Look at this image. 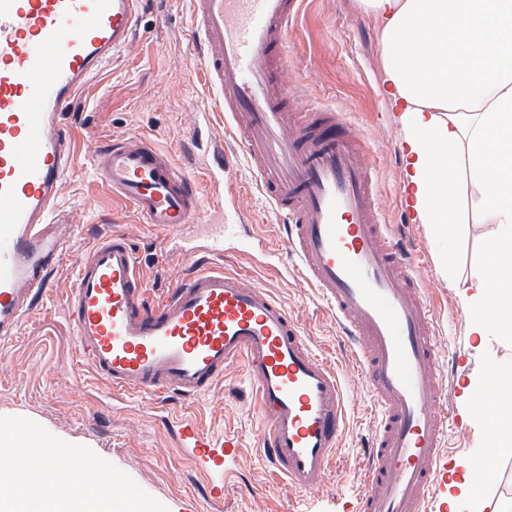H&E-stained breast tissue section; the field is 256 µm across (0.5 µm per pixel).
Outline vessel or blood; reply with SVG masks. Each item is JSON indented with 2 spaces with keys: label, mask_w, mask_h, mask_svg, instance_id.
<instances>
[{
  "label": "vessel or blood",
  "mask_w": 512,
  "mask_h": 512,
  "mask_svg": "<svg viewBox=\"0 0 512 512\" xmlns=\"http://www.w3.org/2000/svg\"><path fill=\"white\" fill-rule=\"evenodd\" d=\"M144 0H0V341L15 336L74 236L59 219L60 187L74 171L66 115L129 43ZM200 78L224 114L256 186L283 230L281 247L336 311L379 421L357 512H428L449 467L480 482L498 450L447 448L456 391L438 378L437 323L413 262L382 220L366 142L329 107L298 123L288 88V36L303 0H192ZM97 176L112 196L165 237L162 249L196 263L148 302L136 254L110 230L77 270L64 305L79 354L113 396L197 399L241 363L263 423L260 456L284 483L320 490L343 427L342 381L312 350L284 305L220 262L249 247L220 209L216 234L195 240L203 193L146 135L99 145ZM175 447L220 499L238 445L207 435L185 411L167 418Z\"/></svg>",
  "instance_id": "b4317fda"
}]
</instances>
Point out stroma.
<instances>
[{
	"instance_id": "1",
	"label": "stroma",
	"mask_w": 512,
	"mask_h": 512,
	"mask_svg": "<svg viewBox=\"0 0 512 512\" xmlns=\"http://www.w3.org/2000/svg\"><path fill=\"white\" fill-rule=\"evenodd\" d=\"M190 0H146L131 43L92 79L71 109L80 143L73 175L60 189V207L78 231L61 262L49 274L48 288L16 336L0 342V416L25 417L55 437L89 447L130 476L168 512H354L368 466L366 446L375 427L372 399L356 376L352 350L332 313L314 289L293 270V260L279 251L282 230L272 223L258 193H245L252 175L239 166L225 175L223 188L211 186L216 152L234 151L224 137V115L211 113L198 130L192 107L205 96L190 41ZM289 85L301 88L298 110L324 105L346 114L367 145L366 159L377 170L376 185L383 218L402 238L416 278L431 301L438 322L442 354L440 377L462 385L474 371H512V336L487 337L483 350L467 324L459 323L461 286L482 259L492 224H459L452 259L443 263L444 244L432 225L405 218L396 191L403 180L401 133L379 89L378 30L358 12L355 0H303L288 39ZM133 133L150 137L200 183L205 204L218 199L244 201L235 221L255 248L229 251L223 266L248 274L268 289L297 319L315 353L344 379L348 402L335 461L324 486L306 493L286 486L259 457L261 426L249 406L241 365L229 366L224 380L194 404L206 430L233 438L241 451L234 482L220 500L208 501L201 478L188 468L163 425L175 398L116 404L86 367L72 341L63 304L76 269L97 238L110 229L123 231L137 257L148 300L163 296L186 277L191 263L163 255L160 230L112 200L96 181L87 161L92 145Z\"/></svg>"
}]
</instances>
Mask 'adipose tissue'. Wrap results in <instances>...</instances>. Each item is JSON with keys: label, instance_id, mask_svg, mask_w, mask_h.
<instances>
[{"label": "adipose tissue", "instance_id": "1", "mask_svg": "<svg viewBox=\"0 0 512 512\" xmlns=\"http://www.w3.org/2000/svg\"><path fill=\"white\" fill-rule=\"evenodd\" d=\"M374 18L381 94L402 132L404 195L423 224L453 241L458 201L495 226L464 283L470 335H512V0H358ZM487 393L497 448L512 447V399Z\"/></svg>", "mask_w": 512, "mask_h": 512}]
</instances>
